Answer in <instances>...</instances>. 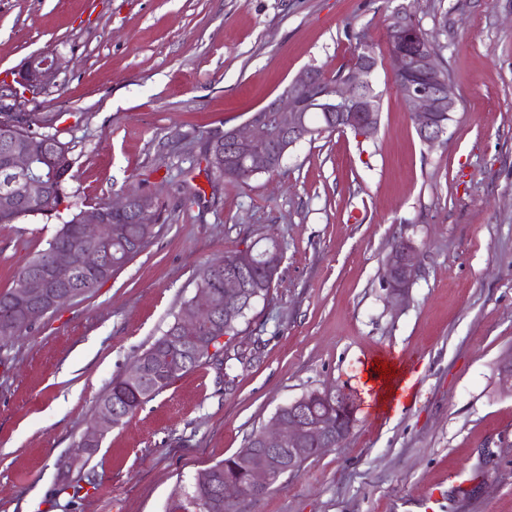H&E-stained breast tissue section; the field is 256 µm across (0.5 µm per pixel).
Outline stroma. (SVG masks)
Here are the masks:
<instances>
[{
    "mask_svg": "<svg viewBox=\"0 0 512 512\" xmlns=\"http://www.w3.org/2000/svg\"><path fill=\"white\" fill-rule=\"evenodd\" d=\"M399 4L441 48L457 100L443 143L420 141L392 81ZM363 27L375 133L302 141L244 187L208 170L211 144L301 69L347 67ZM42 51L57 84L17 109L72 170L57 211L0 224V292L73 213L137 191L164 220L94 293L0 342V512H177L200 472L327 386L361 398L350 434L244 512H512V0H0V87ZM267 232L283 261L226 345L231 369L184 374L64 474L202 269ZM400 237L418 270L394 301L382 274ZM376 364L406 381L383 403Z\"/></svg>",
    "mask_w": 512,
    "mask_h": 512,
    "instance_id": "obj_1",
    "label": "stroma"
}]
</instances>
